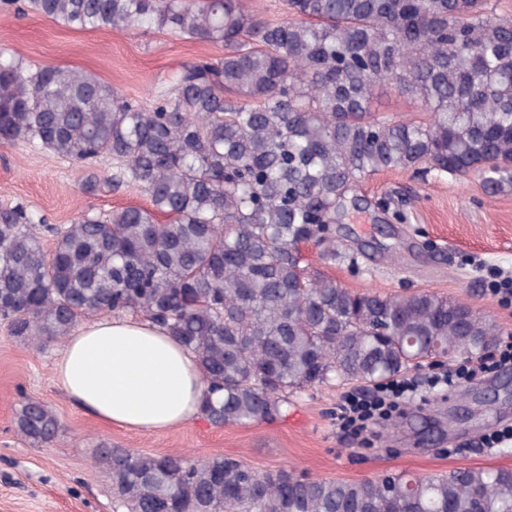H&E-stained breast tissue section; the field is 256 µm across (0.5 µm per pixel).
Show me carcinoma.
Instances as JSON below:
<instances>
[{"label":"carcinoma","mask_w":512,"mask_h":512,"mask_svg":"<svg viewBox=\"0 0 512 512\" xmlns=\"http://www.w3.org/2000/svg\"><path fill=\"white\" fill-rule=\"evenodd\" d=\"M72 29L143 28L221 44L181 66L150 103L97 75L0 57V143L120 164L150 207L91 212L46 253L32 215L0 210V320L40 345L83 319L139 314L190 349L211 424L272 421L290 398L336 382L381 386L436 355L481 360L497 325L456 298L357 292L308 273L301 245L328 262L348 194L399 170L512 190V17L490 0H286L272 22L245 0H27ZM385 85L427 118L376 112ZM165 221H160V218ZM20 434L47 443L40 402ZM123 512H512V468L432 476L313 478L105 448Z\"/></svg>","instance_id":"carcinoma-1"}]
</instances>
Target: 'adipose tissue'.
Wrapping results in <instances>:
<instances>
[{
	"mask_svg": "<svg viewBox=\"0 0 512 512\" xmlns=\"http://www.w3.org/2000/svg\"><path fill=\"white\" fill-rule=\"evenodd\" d=\"M55 375L100 420L150 432L197 416L204 389L194 356L146 320L109 318L76 327Z\"/></svg>",
	"mask_w": 512,
	"mask_h": 512,
	"instance_id": "1",
	"label": "adipose tissue"
}]
</instances>
